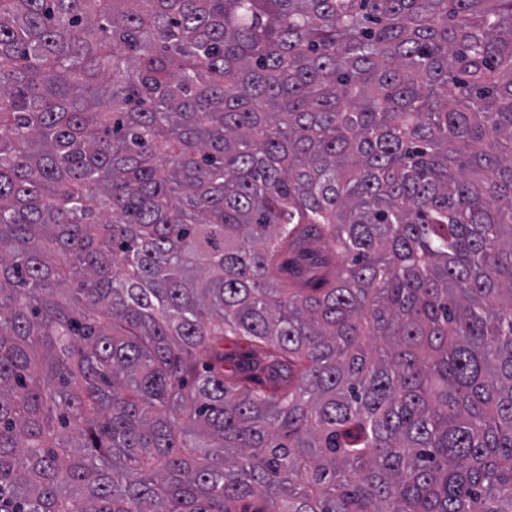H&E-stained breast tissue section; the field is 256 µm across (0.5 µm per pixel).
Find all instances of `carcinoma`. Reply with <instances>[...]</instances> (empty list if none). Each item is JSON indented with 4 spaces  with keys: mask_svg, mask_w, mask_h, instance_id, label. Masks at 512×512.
I'll return each mask as SVG.
<instances>
[{
    "mask_svg": "<svg viewBox=\"0 0 512 512\" xmlns=\"http://www.w3.org/2000/svg\"><path fill=\"white\" fill-rule=\"evenodd\" d=\"M0 512H512V0H0Z\"/></svg>",
    "mask_w": 512,
    "mask_h": 512,
    "instance_id": "1",
    "label": "carcinoma"
}]
</instances>
